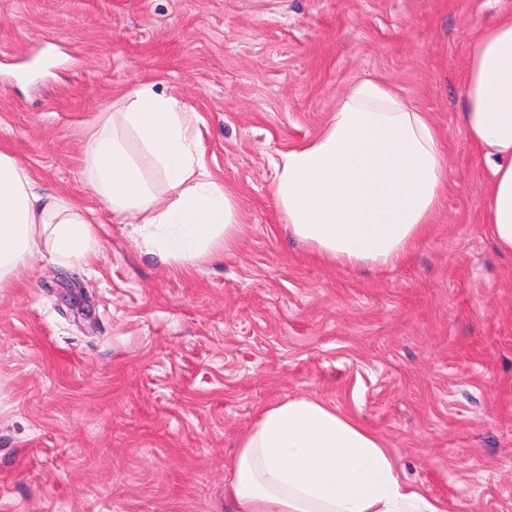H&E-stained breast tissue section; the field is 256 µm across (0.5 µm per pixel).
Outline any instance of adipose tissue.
<instances>
[{
    "mask_svg": "<svg viewBox=\"0 0 512 512\" xmlns=\"http://www.w3.org/2000/svg\"><path fill=\"white\" fill-rule=\"evenodd\" d=\"M465 85L462 122L491 169L493 235L512 253V13L478 36ZM125 100L85 149L86 175L105 209L183 269L231 249L240 226L231 195L206 168L197 113L146 85ZM447 184V155L428 114L362 79L317 137L279 152L272 193L289 234L326 261L389 267L427 234ZM46 256L84 268L100 251L81 207L39 189L0 151V288ZM224 498L230 512H443L401 477L376 432L307 397L258 412L239 440Z\"/></svg>",
    "mask_w": 512,
    "mask_h": 512,
    "instance_id": "obj_1",
    "label": "adipose tissue"
}]
</instances>
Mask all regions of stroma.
<instances>
[{
	"label": "stroma",
	"instance_id": "35a3bbf8",
	"mask_svg": "<svg viewBox=\"0 0 512 512\" xmlns=\"http://www.w3.org/2000/svg\"><path fill=\"white\" fill-rule=\"evenodd\" d=\"M512 0H0V151L93 212L100 258L0 289V512H227L240 436L298 397L377 432L445 512H512V255L460 121L477 33ZM428 112L448 191L386 269L296 242L271 156L353 82ZM149 84L198 114L235 245L185 271L99 208L84 147Z\"/></svg>",
	"mask_w": 512,
	"mask_h": 512
}]
</instances>
